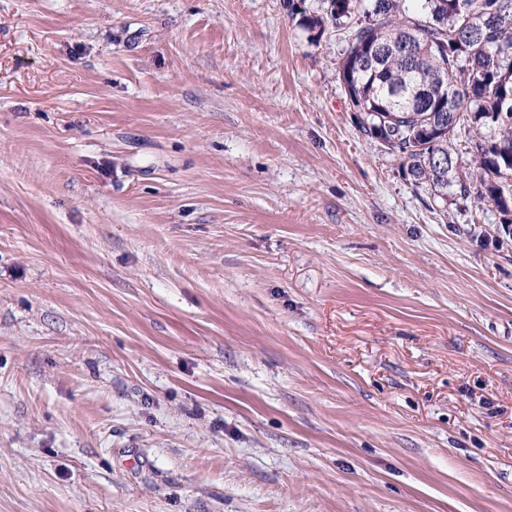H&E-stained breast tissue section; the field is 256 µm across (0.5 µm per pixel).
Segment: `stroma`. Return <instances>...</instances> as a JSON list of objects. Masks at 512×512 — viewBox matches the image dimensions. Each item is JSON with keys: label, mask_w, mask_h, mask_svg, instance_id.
I'll use <instances>...</instances> for the list:
<instances>
[{"label": "stroma", "mask_w": 512, "mask_h": 512, "mask_svg": "<svg viewBox=\"0 0 512 512\" xmlns=\"http://www.w3.org/2000/svg\"><path fill=\"white\" fill-rule=\"evenodd\" d=\"M288 0H0V512H512V235L364 137Z\"/></svg>", "instance_id": "35a3bbf8"}]
</instances>
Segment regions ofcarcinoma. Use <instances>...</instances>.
Instances as JSON below:
<instances>
[{"instance_id":"1","label":"carcinoma","mask_w":512,"mask_h":512,"mask_svg":"<svg viewBox=\"0 0 512 512\" xmlns=\"http://www.w3.org/2000/svg\"><path fill=\"white\" fill-rule=\"evenodd\" d=\"M288 0L301 26L345 33L337 78L361 133L436 204L493 203L512 224V0ZM464 133V161L452 141Z\"/></svg>"}]
</instances>
